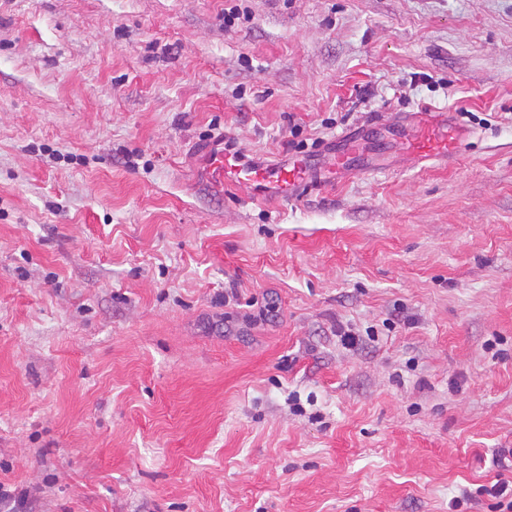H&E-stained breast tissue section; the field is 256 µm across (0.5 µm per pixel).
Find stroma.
Listing matches in <instances>:
<instances>
[{
  "instance_id": "stroma-1",
  "label": "stroma",
  "mask_w": 512,
  "mask_h": 512,
  "mask_svg": "<svg viewBox=\"0 0 512 512\" xmlns=\"http://www.w3.org/2000/svg\"><path fill=\"white\" fill-rule=\"evenodd\" d=\"M425 106L470 138L419 170ZM349 129L295 204L197 163ZM496 448L512 0H0V512H492Z\"/></svg>"
}]
</instances>
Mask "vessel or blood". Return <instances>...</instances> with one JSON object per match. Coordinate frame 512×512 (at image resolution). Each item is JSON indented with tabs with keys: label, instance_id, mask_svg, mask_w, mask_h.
<instances>
[{
	"label": "vessel or blood",
	"instance_id": "obj_1",
	"mask_svg": "<svg viewBox=\"0 0 512 512\" xmlns=\"http://www.w3.org/2000/svg\"><path fill=\"white\" fill-rule=\"evenodd\" d=\"M400 148L417 162L445 161L464 148L469 134L451 121L447 111L432 108L414 113L410 123L400 127ZM358 137L344 134L329 150L331 176L356 171L354 162L359 149ZM206 172L212 188L238 190L247 202L279 205L297 202L308 192L324 187L328 177H321L309 160L299 157L271 163L249 160L242 151L214 147L206 153Z\"/></svg>",
	"mask_w": 512,
	"mask_h": 512
}]
</instances>
